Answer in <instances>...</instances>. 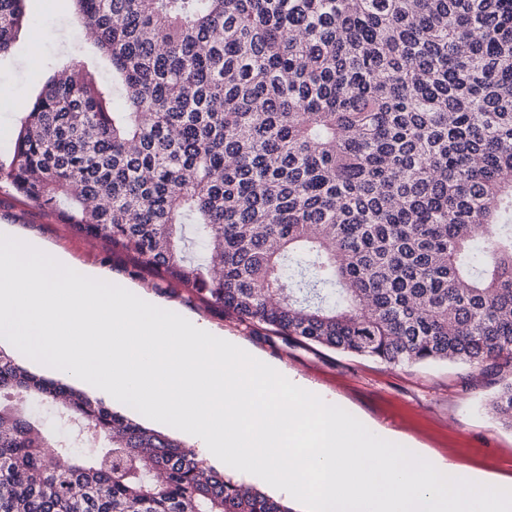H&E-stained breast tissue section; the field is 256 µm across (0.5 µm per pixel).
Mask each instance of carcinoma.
I'll use <instances>...</instances> for the list:
<instances>
[{
    "label": "carcinoma",
    "instance_id": "obj_1",
    "mask_svg": "<svg viewBox=\"0 0 512 512\" xmlns=\"http://www.w3.org/2000/svg\"><path fill=\"white\" fill-rule=\"evenodd\" d=\"M74 2L112 85L48 80L0 183L247 328L490 376L512 429V0ZM0 512L295 510L0 349Z\"/></svg>",
    "mask_w": 512,
    "mask_h": 512
}]
</instances>
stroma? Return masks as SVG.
<instances>
[{"label":"stroma","instance_id":"obj_1","mask_svg":"<svg viewBox=\"0 0 512 512\" xmlns=\"http://www.w3.org/2000/svg\"><path fill=\"white\" fill-rule=\"evenodd\" d=\"M31 26L22 27L11 50L0 56V158L14 149L21 104L31 103L45 82L63 65L104 63L91 42L79 38L81 20L72 0H24ZM42 68L28 70L30 53ZM67 255L78 267L98 269L113 284L140 292L169 311L220 331L225 339L244 343L309 387L323 392L361 422L385 431L391 442L421 449L442 462L486 471L512 489V430L497 425L489 413L495 391L490 378L459 364L393 367L320 347L285 342L261 329H247L222 307L202 304L196 295L135 269L123 253L106 252L101 244L74 232L58 214L24 201L0 184V225Z\"/></svg>","mask_w":512,"mask_h":512}]
</instances>
